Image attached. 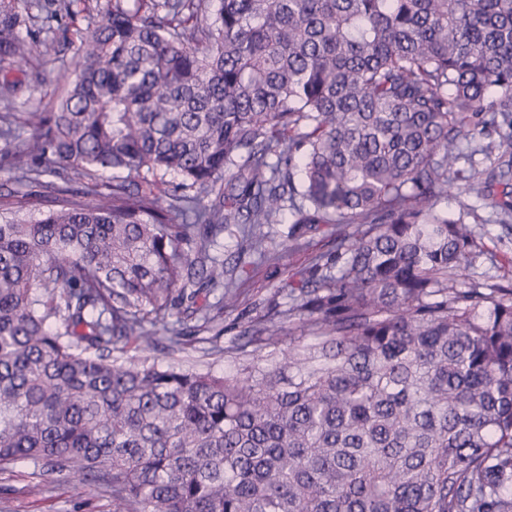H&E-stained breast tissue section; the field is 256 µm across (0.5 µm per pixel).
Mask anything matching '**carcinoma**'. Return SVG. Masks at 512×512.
Listing matches in <instances>:
<instances>
[{
	"instance_id": "carcinoma-1",
	"label": "carcinoma",
	"mask_w": 512,
	"mask_h": 512,
	"mask_svg": "<svg viewBox=\"0 0 512 512\" xmlns=\"http://www.w3.org/2000/svg\"><path fill=\"white\" fill-rule=\"evenodd\" d=\"M77 2L40 5L53 38ZM26 24L0 0V72L40 54ZM77 40L55 111L0 114L19 181L58 178L0 219V464L122 512H512V288L467 282L463 222L474 194L512 223V170L474 159L512 146V0H113ZM286 213L336 255L235 373L128 355L223 332L215 239L275 261ZM280 318L314 342L275 351Z\"/></svg>"
}]
</instances>
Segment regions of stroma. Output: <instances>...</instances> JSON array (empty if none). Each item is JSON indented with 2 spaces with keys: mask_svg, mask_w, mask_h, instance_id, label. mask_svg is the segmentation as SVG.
Instances as JSON below:
<instances>
[{
  "mask_svg": "<svg viewBox=\"0 0 512 512\" xmlns=\"http://www.w3.org/2000/svg\"><path fill=\"white\" fill-rule=\"evenodd\" d=\"M76 61L74 48L58 43H45L32 70L23 74V86L12 106L16 112L50 111L64 85L59 77L72 70ZM482 250L469 270L478 282L512 287V223L495 221L490 201L478 202L475 214L466 216ZM289 226L274 224L265 242L268 250L281 253L279 263L258 262L255 255L236 253V238L222 233L219 251L224 267L232 271L238 293L236 309L225 311L224 332L218 342L201 341L182 352L149 351L150 359L160 363L175 361L200 370L224 373L235 370L236 364L227 354V347L237 338L240 313L249 317L262 316L274 305L286 304V292L301 288L315 264L325 263L336 252V241L327 225H318L308 233L302 248L286 249ZM112 489L107 481L84 486L67 481L59 473L34 465L17 462L0 467V512H114Z\"/></svg>",
  "mask_w": 512,
  "mask_h": 512,
  "instance_id": "35a3bbf8",
  "label": "stroma"
}]
</instances>
